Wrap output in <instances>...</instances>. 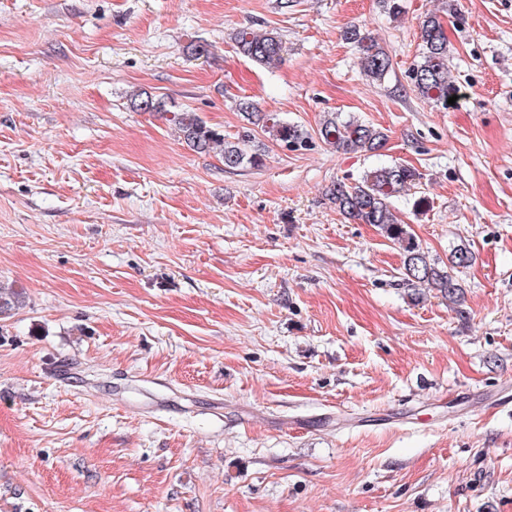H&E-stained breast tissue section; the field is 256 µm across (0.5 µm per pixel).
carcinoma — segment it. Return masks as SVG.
Here are the masks:
<instances>
[{
    "label": "carcinoma",
    "mask_w": 512,
    "mask_h": 512,
    "mask_svg": "<svg viewBox=\"0 0 512 512\" xmlns=\"http://www.w3.org/2000/svg\"><path fill=\"white\" fill-rule=\"evenodd\" d=\"M420 38L421 53L409 72V78L422 99L446 110L448 98L460 95V87L451 79L450 43L440 15L430 12L424 16L420 23ZM345 40L353 45L361 72L375 82L385 80L392 68V57L387 49L375 37L356 26L345 31ZM234 42L244 57L260 65L271 67L282 61L284 45L276 33L258 34L243 28L235 33ZM132 107L139 112L165 111L163 101L145 92L134 97ZM262 120L263 131L282 148L301 151L313 144L308 131L280 118L276 113L266 114ZM171 121L190 148L199 153L217 151L224 160V168L228 170L263 165L264 148L248 127L230 141L220 127L208 123L197 112H175ZM319 135L324 143L353 152H376L387 140V135L381 130L354 117L344 119L338 112L324 116ZM420 180L421 173L411 166H380L352 183L333 184L326 197L345 218L356 224H371L386 238L401 246L407 285L413 288L425 286L439 292L444 298L454 299L461 291L458 280L447 269L427 260L392 207L394 198L410 191Z\"/></svg>",
    "instance_id": "carcinoma-1"
}]
</instances>
